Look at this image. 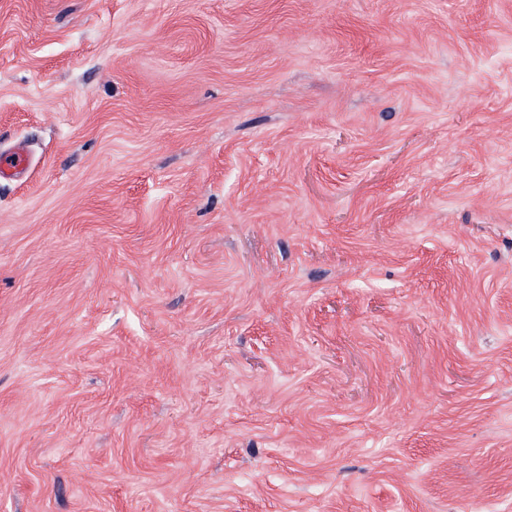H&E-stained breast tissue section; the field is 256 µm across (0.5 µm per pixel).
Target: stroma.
Instances as JSON below:
<instances>
[{"instance_id":"1","label":"stroma","mask_w":512,"mask_h":512,"mask_svg":"<svg viewBox=\"0 0 512 512\" xmlns=\"http://www.w3.org/2000/svg\"><path fill=\"white\" fill-rule=\"evenodd\" d=\"M0 512H512V0H0Z\"/></svg>"}]
</instances>
